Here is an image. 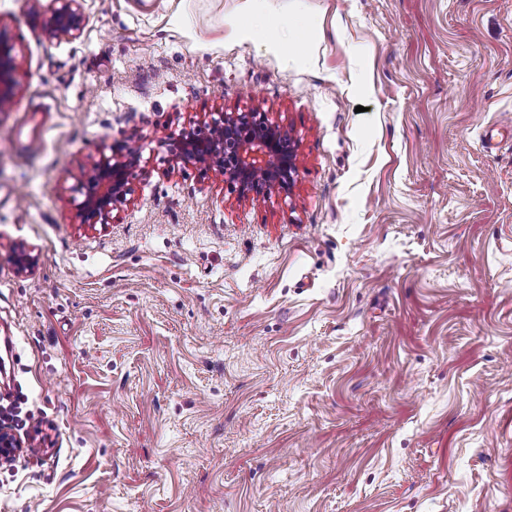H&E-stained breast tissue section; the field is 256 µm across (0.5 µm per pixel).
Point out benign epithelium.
<instances>
[{"instance_id":"1","label":"benign epithelium","mask_w":512,"mask_h":512,"mask_svg":"<svg viewBox=\"0 0 512 512\" xmlns=\"http://www.w3.org/2000/svg\"><path fill=\"white\" fill-rule=\"evenodd\" d=\"M56 6L32 9L35 24L50 39H76L85 25L83 0H53ZM15 46L0 30V110L17 97ZM169 161L195 163L217 171L241 199L253 204L289 193L297 178L298 141L287 128L269 120L264 112L222 111L193 128L171 131L163 140ZM110 155H101L92 171L80 182L83 200L75 217L84 226L112 223V212L128 202L140 147L132 141L108 144ZM38 263L33 250L20 245L14 250L19 273H30ZM30 444L0 427V456Z\"/></svg>"}]
</instances>
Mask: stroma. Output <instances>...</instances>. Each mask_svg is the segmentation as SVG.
<instances>
[{"label":"stroma","instance_id":"1","mask_svg":"<svg viewBox=\"0 0 512 512\" xmlns=\"http://www.w3.org/2000/svg\"><path fill=\"white\" fill-rule=\"evenodd\" d=\"M37 2L0 0V418L46 439L0 512H512V0H84L70 40ZM222 110L292 129L291 194L169 162ZM15 46L4 35L0 24V110L10 106L17 97ZM92 171L80 182L83 200L77 205L75 217L79 224L94 227L95 224L112 223V212L130 199L135 168L141 157L140 147L131 140L119 145L112 142L102 151Z\"/></svg>","mask_w":512,"mask_h":512}]
</instances>
